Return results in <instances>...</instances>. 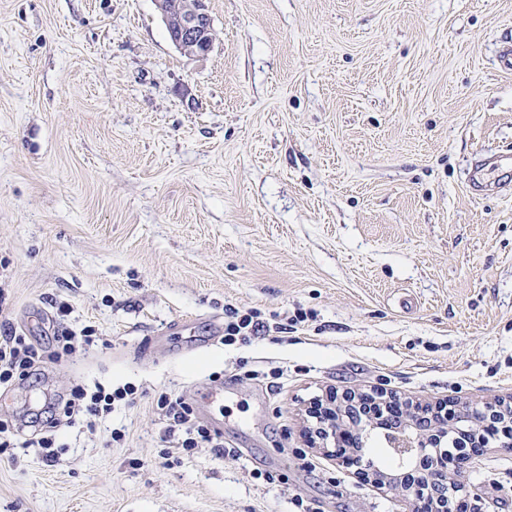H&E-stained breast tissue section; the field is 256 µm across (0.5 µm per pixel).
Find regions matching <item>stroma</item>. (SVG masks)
Segmentation results:
<instances>
[{
	"label": "stroma",
	"instance_id": "stroma-1",
	"mask_svg": "<svg viewBox=\"0 0 512 512\" xmlns=\"http://www.w3.org/2000/svg\"><path fill=\"white\" fill-rule=\"evenodd\" d=\"M208 5L198 58L154 0H0V329L44 356L0 419L25 440L47 396L137 388L94 432L61 427L55 465L0 451V512H294L292 493L403 512L307 448L303 404L512 399V186L466 182L512 153V0ZM228 303L309 319L228 346ZM87 326L93 346L57 355L55 330ZM227 375L206 421L240 459L162 458L159 395L197 407ZM459 480L512 512V452Z\"/></svg>",
	"mask_w": 512,
	"mask_h": 512
}]
</instances>
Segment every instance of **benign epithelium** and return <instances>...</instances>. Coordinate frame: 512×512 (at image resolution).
<instances>
[{
  "instance_id": "7a95c632",
  "label": "benign epithelium",
  "mask_w": 512,
  "mask_h": 512,
  "mask_svg": "<svg viewBox=\"0 0 512 512\" xmlns=\"http://www.w3.org/2000/svg\"><path fill=\"white\" fill-rule=\"evenodd\" d=\"M163 23L176 30L171 42L189 56L204 57L213 48V22L207 0H182L172 15L169 0H156ZM401 416L391 422V409ZM314 426L309 444L361 482L394 492L409 512H482L481 498L453 476L474 466L483 449L512 447V404L486 402L481 407L447 402L422 405L398 393L333 392L309 403ZM382 431L391 448L407 457L394 469L362 466L370 431Z\"/></svg>"
}]
</instances>
